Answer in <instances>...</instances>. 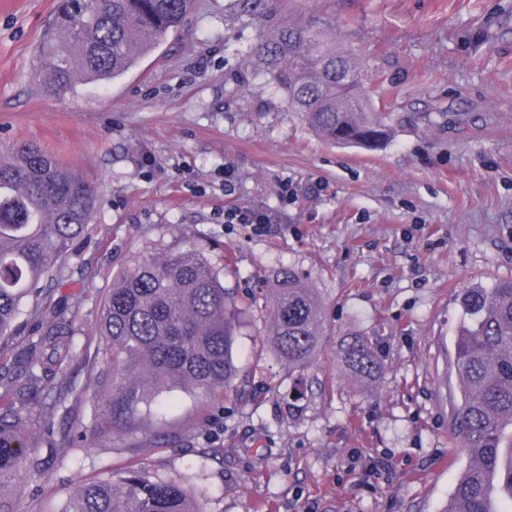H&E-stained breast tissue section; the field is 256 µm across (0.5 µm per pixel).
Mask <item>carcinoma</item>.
<instances>
[{
	"mask_svg": "<svg viewBox=\"0 0 512 512\" xmlns=\"http://www.w3.org/2000/svg\"><path fill=\"white\" fill-rule=\"evenodd\" d=\"M267 23L280 0H253ZM193 0H58L39 46L36 85L61 96L84 80H111L182 26ZM252 56L265 68L288 109L335 144L373 148L390 136V116L361 92L355 58L310 21L282 23L259 34ZM97 209L94 188L34 144L0 158V337L30 308L44 318L25 370L0 367V512H15L14 482L34 448L28 426L54 404L40 393L80 355L76 311L44 306L55 273L89 238ZM271 335L282 359L311 362L321 336L322 307L312 289L288 272L272 285ZM454 346L460 398L454 434L468 463L444 512H512V280L472 288L461 301ZM240 308L218 273L197 254L169 253L137 261L112 282L102 308V361L112 374L108 412L120 426L143 419L149 396L172 386L215 393L235 375L233 346ZM347 369L371 377L381 364L371 344L348 342ZM63 512H199L182 480L153 478L131 466L107 480L80 485Z\"/></svg>",
	"mask_w": 512,
	"mask_h": 512,
	"instance_id": "obj_1",
	"label": "carcinoma"
}]
</instances>
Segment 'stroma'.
Listing matches in <instances>:
<instances>
[{"label":"stroma","instance_id":"obj_1","mask_svg":"<svg viewBox=\"0 0 512 512\" xmlns=\"http://www.w3.org/2000/svg\"><path fill=\"white\" fill-rule=\"evenodd\" d=\"M54 8L0 0V154L40 146L93 185L99 209L70 258L86 276L62 273L53 292L78 306L83 355L33 431L17 512H62L79 483L133 464L191 484L200 512H444L468 462L452 432L461 296L512 279V0H286L279 20L326 19L373 110L391 113L373 151L289 111L251 62L243 0H194L136 68L48 97L36 50ZM228 205L276 222L227 224ZM187 250L241 307L237 373L216 394H155L139 428L118 431L94 396L104 297L136 259ZM288 269L323 309L313 361L296 369L270 336L268 287ZM37 336L21 315L0 362L21 369ZM353 336L374 347V377L341 363Z\"/></svg>","mask_w":512,"mask_h":512}]
</instances>
